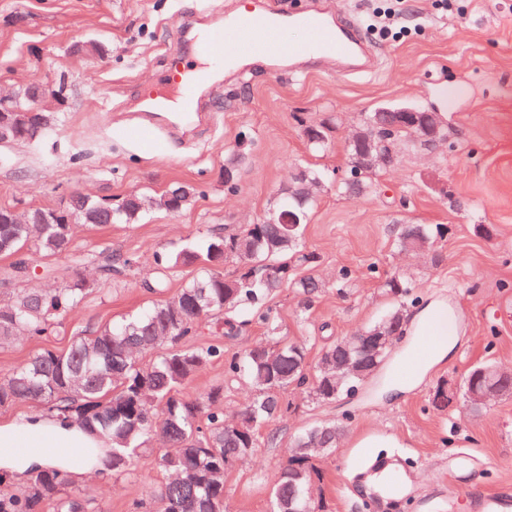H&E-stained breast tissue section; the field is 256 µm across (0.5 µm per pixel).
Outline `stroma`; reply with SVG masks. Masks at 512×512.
Masks as SVG:
<instances>
[{
    "label": "stroma",
    "mask_w": 512,
    "mask_h": 512,
    "mask_svg": "<svg viewBox=\"0 0 512 512\" xmlns=\"http://www.w3.org/2000/svg\"><path fill=\"white\" fill-rule=\"evenodd\" d=\"M405 0L407 29L399 38L371 33V0H339L341 11L368 29L379 58L369 75L343 77L314 69L297 78L264 65L252 73H220L222 85L206 98L209 126L191 143H168L144 153L124 127L140 109L147 87H164L170 47L186 16L205 12L210 21L254 8L257 0H0V98L29 85L63 86L67 103L51 116L37 141L0 143V207L18 213L58 209L71 194L119 199L150 196L172 183L199 192L181 212L149 211L132 224L73 230L69 253L38 258L37 268L72 271L81 256L102 249L137 257L134 284L101 285L64 316L60 332L0 347V373L45 350L67 351L73 337L92 335L154 301L142 289L155 272L154 254L177 251L213 224L234 232L262 218L298 169L324 173L318 200L304 230L307 248L319 257L315 273L324 288L307 314L293 289L272 299L284 334L311 339L310 359L354 330L381 320L393 308L381 284L399 273L411 279L418 305L404 309L416 320L422 306L442 300L458 316L453 352L434 363L403 392L383 389L408 336L393 344L384 368L351 397L319 403L290 389L288 413L264 430L254 457L224 476L227 512H270L271 496L295 436L320 423L344 428L338 446L320 458L327 512H374L372 493L359 480L361 442L372 436L397 445L419 493L443 488L430 512H470L474 486L512 494V395L472 409L465 378L488 363L512 370V0ZM96 43L101 52L74 53ZM384 105L432 108L448 126L447 141L402 149L392 172L372 193L340 194L346 147L355 123ZM331 122L328 147L309 149L304 125ZM244 158L238 189L224 183V160ZM398 224H441L448 232L433 245L444 261L399 251ZM454 397L447 408L432 404L438 386ZM220 389L225 413L245 399L243 383L228 380L224 362L210 364L185 387L202 396ZM151 450L128 474H104L101 512H135L137 501L164 480ZM464 459L477 485L457 483L448 466Z\"/></svg>",
    "instance_id": "obj_1"
}]
</instances>
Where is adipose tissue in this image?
<instances>
[{
  "label": "adipose tissue",
  "instance_id": "1",
  "mask_svg": "<svg viewBox=\"0 0 512 512\" xmlns=\"http://www.w3.org/2000/svg\"><path fill=\"white\" fill-rule=\"evenodd\" d=\"M417 335L437 337L435 357H443L458 339L457 319L448 306L424 314ZM106 439L87 431L73 419L36 412L0 421V474L17 480L37 469H60L74 477L101 472Z\"/></svg>",
  "mask_w": 512,
  "mask_h": 512
}]
</instances>
